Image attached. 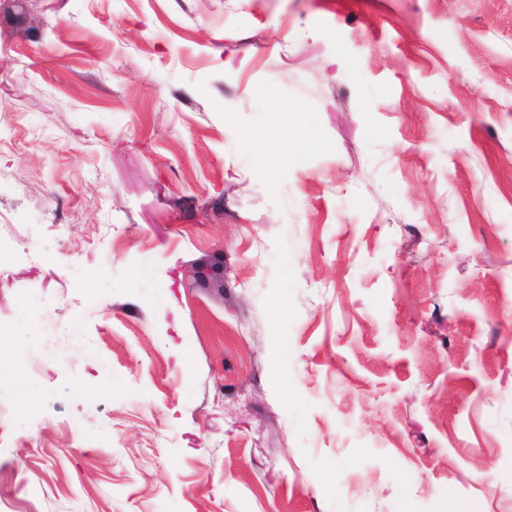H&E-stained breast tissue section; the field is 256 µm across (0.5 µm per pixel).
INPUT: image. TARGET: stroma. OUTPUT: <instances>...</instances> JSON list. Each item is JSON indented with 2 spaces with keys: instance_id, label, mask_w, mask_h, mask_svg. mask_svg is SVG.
Segmentation results:
<instances>
[{
  "instance_id": "obj_1",
  "label": "stroma",
  "mask_w": 512,
  "mask_h": 512,
  "mask_svg": "<svg viewBox=\"0 0 512 512\" xmlns=\"http://www.w3.org/2000/svg\"><path fill=\"white\" fill-rule=\"evenodd\" d=\"M0 234V512H512V0H0Z\"/></svg>"
}]
</instances>
